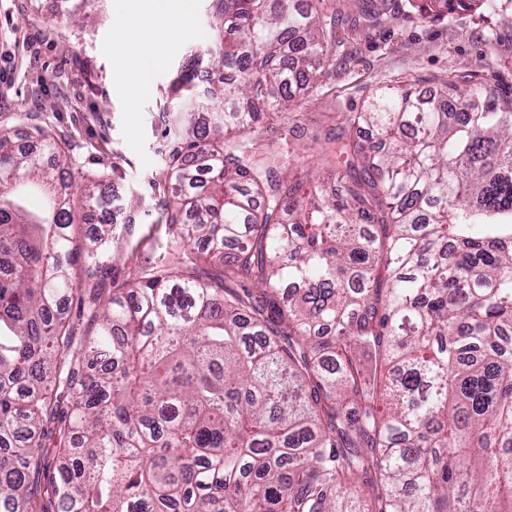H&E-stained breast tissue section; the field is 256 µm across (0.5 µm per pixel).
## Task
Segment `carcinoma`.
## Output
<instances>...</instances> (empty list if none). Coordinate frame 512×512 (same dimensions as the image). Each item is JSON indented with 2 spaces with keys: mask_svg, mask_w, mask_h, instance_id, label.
<instances>
[{
  "mask_svg": "<svg viewBox=\"0 0 512 512\" xmlns=\"http://www.w3.org/2000/svg\"><path fill=\"white\" fill-rule=\"evenodd\" d=\"M333 2L215 0L184 83L220 111L164 113L170 261L104 305L74 269H104L117 195L79 191L99 229L77 236L73 184L0 134V512H30L57 432L41 512H512V97L380 87L307 198L235 141L332 64ZM200 268L208 272H215L216 270L224 271V287L233 288L242 292L243 288H247L254 295H259V285L257 276L250 278H243L235 274L229 267L221 265L218 261H212L209 258H203L199 263Z\"/></svg>",
  "mask_w": 512,
  "mask_h": 512,
  "instance_id": "cac0c4a2",
  "label": "carcinoma"
}]
</instances>
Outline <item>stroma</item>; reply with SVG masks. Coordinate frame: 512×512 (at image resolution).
Returning a JSON list of instances; mask_svg holds the SVG:
<instances>
[{
	"mask_svg": "<svg viewBox=\"0 0 512 512\" xmlns=\"http://www.w3.org/2000/svg\"><path fill=\"white\" fill-rule=\"evenodd\" d=\"M394 4L390 20L376 26L355 24L354 7L342 6L344 64L254 127L245 139L253 164L303 175L323 154L325 133L344 113L362 111L380 85L430 90L463 80L512 96V0L494 14L456 9L425 21L407 0ZM213 11L212 0H194L193 36L159 50L132 101L114 74L113 40L131 24L122 0H85L78 15L69 0H0V129L27 148L32 129L51 130L65 141L68 181L102 180L120 196L118 221L127 230L112 245L107 273L93 280L101 298L166 252L160 201L171 144L162 115L206 97L202 83L185 97L178 88L190 57L213 41Z\"/></svg>",
	"mask_w": 512,
	"mask_h": 512,
	"instance_id": "obj_1",
	"label": "stroma"
}]
</instances>
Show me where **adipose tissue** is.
Returning <instances> with one entry per match:
<instances>
[{
    "mask_svg": "<svg viewBox=\"0 0 512 512\" xmlns=\"http://www.w3.org/2000/svg\"><path fill=\"white\" fill-rule=\"evenodd\" d=\"M136 30L122 33L116 42L119 77L130 94L147 82L160 47L189 38L193 33V0H124Z\"/></svg>",
    "mask_w": 512,
    "mask_h": 512,
    "instance_id": "obj_1",
    "label": "adipose tissue"
}]
</instances>
